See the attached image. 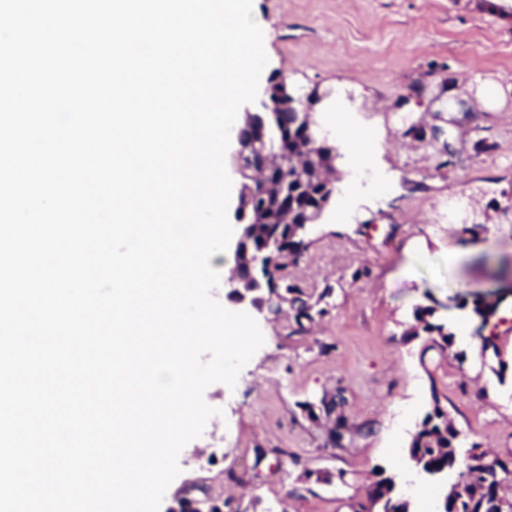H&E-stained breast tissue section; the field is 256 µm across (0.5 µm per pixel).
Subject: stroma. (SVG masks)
Instances as JSON below:
<instances>
[{
	"instance_id": "obj_1",
	"label": "stroma",
	"mask_w": 512,
	"mask_h": 512,
	"mask_svg": "<svg viewBox=\"0 0 512 512\" xmlns=\"http://www.w3.org/2000/svg\"><path fill=\"white\" fill-rule=\"evenodd\" d=\"M500 3L254 0L262 82L325 92L313 107L319 133L364 141L339 152L332 201L285 270L325 316L298 333L289 314L213 290L226 309L253 313L264 343L235 387L206 389L221 413L181 451L160 512H176L181 490L203 480L247 512H351L382 474L413 512H441L456 472L439 480L408 456L437 402L462 449L512 453V11ZM477 76L503 94L495 109L461 111ZM488 294L498 308L484 322L470 301ZM420 306L452 334L446 350L411 336ZM492 335L498 352L483 351L478 338ZM338 388L352 427L340 448L304 408Z\"/></svg>"
}]
</instances>
